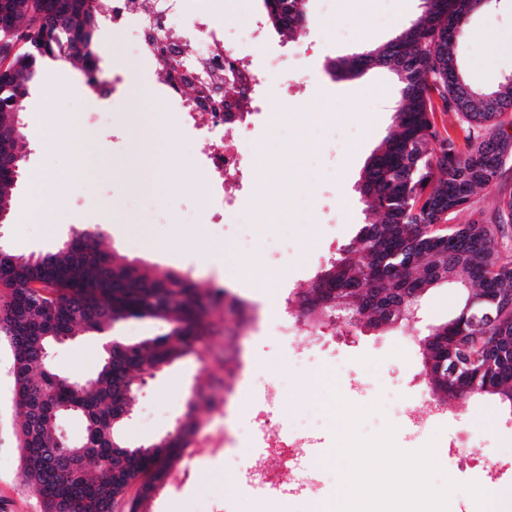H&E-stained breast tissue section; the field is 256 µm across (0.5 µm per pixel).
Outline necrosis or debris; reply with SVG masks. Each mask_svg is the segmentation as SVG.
I'll return each mask as SVG.
<instances>
[{"mask_svg": "<svg viewBox=\"0 0 512 512\" xmlns=\"http://www.w3.org/2000/svg\"><path fill=\"white\" fill-rule=\"evenodd\" d=\"M112 20L129 32L141 55L164 72L165 95L178 111L184 112L187 129L212 137L211 151L201 168L220 205L211 221L219 223L223 210L241 204L237 182L252 160L256 142L253 117L266 105L259 89L278 81V65L272 62L265 70L256 69L245 52L226 44L219 27L210 25L202 15L187 12L185 0H153L152 11L139 18L116 6ZM170 21L179 22L185 46L176 64L171 61L172 40L166 29ZM229 127L236 129V139L223 138V130ZM278 400L277 392L261 391L250 426L259 446L279 457L280 471L243 466L238 474L250 485L274 486L286 477L303 486L312 482L320 462L312 456L299 457L297 451L316 447L317 440L290 433L283 424L273 422L270 410Z\"/></svg>", "mask_w": 512, "mask_h": 512, "instance_id": "1", "label": "necrosis or debris"}]
</instances>
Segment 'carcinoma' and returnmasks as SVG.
<instances>
[{
  "instance_id": "carcinoma-1",
  "label": "carcinoma",
  "mask_w": 512,
  "mask_h": 512,
  "mask_svg": "<svg viewBox=\"0 0 512 512\" xmlns=\"http://www.w3.org/2000/svg\"><path fill=\"white\" fill-rule=\"evenodd\" d=\"M0 22V46L19 45L0 64V127L13 114L48 60L80 61L96 69L99 6L95 0H13ZM277 32L304 27L303 0H263ZM490 0H422V11L388 43L330 64L335 78L370 69L391 73L400 84L394 124L370 157L358 192L376 220L338 249L298 301L299 316L315 325L342 320L387 329L413 318L427 289L454 278L464 302L492 312L496 322L481 332L461 329L463 313L419 339L425 376L440 403L476 382L489 384L512 404V254L498 235L512 224V193L490 213L475 211L454 223L473 198L493 187L512 157L504 115L512 112V79L490 104L455 73L454 40L464 38L467 13ZM460 116L459 141L442 133L436 112ZM16 184L0 178V209L10 210ZM0 340L13 353V401L22 416L19 448L33 490L48 512H112L115 501L139 486L129 512H146L154 482L172 475L201 423L195 417L204 388H193L183 420L152 448L130 446L116 420L130 406L135 380L192 357L206 365L207 339L226 315L243 320L249 305L227 288H201L179 271L158 274L105 252L97 238L75 230L55 251L29 256L0 247ZM166 322V332L138 341L117 338L103 350L97 373L77 381L53 367L52 349L80 332L102 335L129 319ZM77 416L82 438L71 443L61 422ZM63 448H93V468L69 473L55 462Z\"/></svg>"
}]
</instances>
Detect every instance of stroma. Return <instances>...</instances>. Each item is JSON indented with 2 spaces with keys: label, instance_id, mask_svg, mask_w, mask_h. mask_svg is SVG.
<instances>
[{
  "label": "stroma",
  "instance_id": "obj_1",
  "mask_svg": "<svg viewBox=\"0 0 512 512\" xmlns=\"http://www.w3.org/2000/svg\"><path fill=\"white\" fill-rule=\"evenodd\" d=\"M224 0H189L191 12L224 23L225 37L239 46L246 31L264 25L262 0H237L234 12ZM421 11V0H305L306 24L295 36L267 31L249 45L257 67L268 58L282 62L284 76L303 70L306 82L289 99L269 88L265 112L255 120L256 138L265 153H280L272 171L256 170L267 186L260 206L213 224L205 209L211 189L195 168L205 140L182 131L181 115L166 98L153 67L140 58L129 39L100 15L98 39L101 85L93 87L81 64L60 61V79L37 82L21 114L22 173L49 168L63 182L61 198L49 200L44 222L8 224L4 241L14 253L56 250L73 230L94 233L104 250L155 272L187 273L201 287L223 279V263L246 262L261 285L247 295L249 319H227L221 333L209 338L215 353L207 366L192 359L176 362L146 380L136 394L124 436L133 446L149 444L171 432L185 411L194 383L219 397L214 378L223 376L220 352L273 386H282L274 421L304 411L321 413L323 370L336 373L342 395L355 400L353 383L378 393L386 379L396 385L388 416L370 417V434L391 420L396 440L415 450L440 430L437 458L455 480L512 488V405L498 396L450 399L435 407L425 383L418 340L430 327L458 313L455 283L431 288L414 321L387 331L367 329L347 336L342 328L324 329L320 352L296 356L274 334L278 315L295 318L288 300L310 288L320 266L357 235L365 215L357 187L364 168L393 123L400 86L387 71L372 69L352 78H332L329 60L348 58L366 46L387 43ZM351 29L339 40L335 28ZM463 73L475 88L496 87L512 77V53L489 57L482 43L464 39L458 49ZM46 115L42 128L32 113ZM100 339L87 332L59 345L53 366L74 379L91 377L100 360ZM13 354L0 344V512H47L33 491L18 447L20 416L13 402ZM254 388L235 386L224 420L211 418L207 401L199 402L201 436L224 441L228 453L263 466L267 459L243 432L253 407ZM426 415L428 431L413 430L411 412ZM187 480L166 484L148 503L147 512H305L312 501H325L337 489L332 470L320 472L302 496L239 483L223 460L197 449Z\"/></svg>",
  "mask_w": 512,
  "mask_h": 512
}]
</instances>
